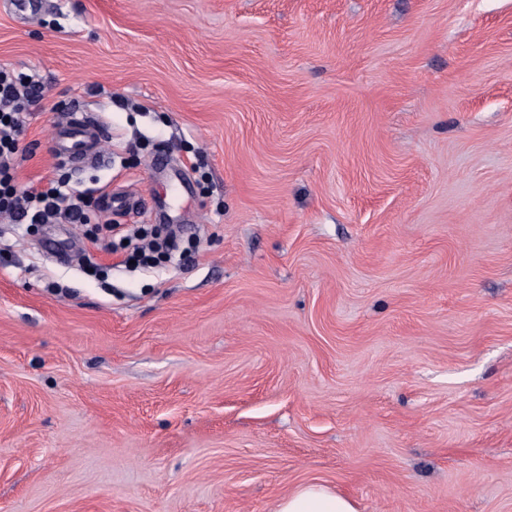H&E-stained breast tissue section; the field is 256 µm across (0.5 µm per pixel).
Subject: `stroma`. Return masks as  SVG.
<instances>
[{
	"label": "stroma",
	"instance_id": "1",
	"mask_svg": "<svg viewBox=\"0 0 512 512\" xmlns=\"http://www.w3.org/2000/svg\"><path fill=\"white\" fill-rule=\"evenodd\" d=\"M0 66L21 184L104 131L98 237L0 217V512H512V0H0ZM97 126L79 110H72L61 122L55 123L52 129V139L57 146V152L74 164L92 165L98 159L100 143L96 134ZM136 240L137 242L133 244L131 239L129 245L127 244L128 248L133 245L128 255V261L134 260L136 264L133 265L141 267H152L161 257L167 256L173 246L168 238L160 239L153 235L152 231L148 232L147 230L137 234ZM273 512H359L350 497L319 481L299 483L280 497Z\"/></svg>",
	"mask_w": 512,
	"mask_h": 512
}]
</instances>
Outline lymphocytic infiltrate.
<instances>
[{"label":"lymphocytic infiltrate","mask_w":512,"mask_h":512,"mask_svg":"<svg viewBox=\"0 0 512 512\" xmlns=\"http://www.w3.org/2000/svg\"><path fill=\"white\" fill-rule=\"evenodd\" d=\"M38 100L28 75L0 68V215L19 224L90 223V203L72 189L68 172L56 171L39 187L18 181L17 160L26 153L21 145L25 118Z\"/></svg>","instance_id":"1"}]
</instances>
